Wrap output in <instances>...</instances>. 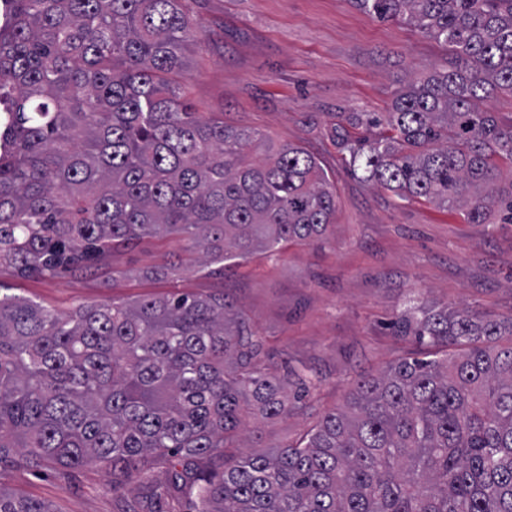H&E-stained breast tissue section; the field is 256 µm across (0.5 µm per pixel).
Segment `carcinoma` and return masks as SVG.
Wrapping results in <instances>:
<instances>
[{"mask_svg":"<svg viewBox=\"0 0 512 512\" xmlns=\"http://www.w3.org/2000/svg\"><path fill=\"white\" fill-rule=\"evenodd\" d=\"M443 45L448 66L382 117L351 112L349 172L512 224V0H353ZM206 30L182 0H0V267L25 278L101 263L156 235L199 253L145 271L223 273L225 260L324 239L336 187L294 145L194 109L177 81ZM508 177H503V172ZM419 347L359 379L295 445L228 455L302 409L224 293L57 312L0 294V477L97 466L117 491L164 483L126 512H512V317L411 300ZM0 512H52L0 488Z\"/></svg>","mask_w":512,"mask_h":512,"instance_id":"1","label":"carcinoma"}]
</instances>
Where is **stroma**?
I'll return each mask as SVG.
<instances>
[{
    "mask_svg": "<svg viewBox=\"0 0 512 512\" xmlns=\"http://www.w3.org/2000/svg\"><path fill=\"white\" fill-rule=\"evenodd\" d=\"M207 32L186 51L182 78L196 111L310 153L336 185V213L316 245L232 259L223 275L144 277L184 254L161 236L119 249L107 270L50 280L0 269V288L66 312L87 303L224 290L291 382L310 381L306 408L266 421L262 443L297 442L340 406L360 376L418 349L389 322L408 293L423 303L512 316V224L491 215L469 224L459 212L393 193L350 175L342 141L349 112L387 111L402 81L445 65L448 54L415 28L380 21L350 0H183ZM0 485L49 503L53 512H125L135 491H112L97 468L18 469Z\"/></svg>",
    "mask_w": 512,
    "mask_h": 512,
    "instance_id": "35a3bbf8",
    "label": "stroma"
}]
</instances>
